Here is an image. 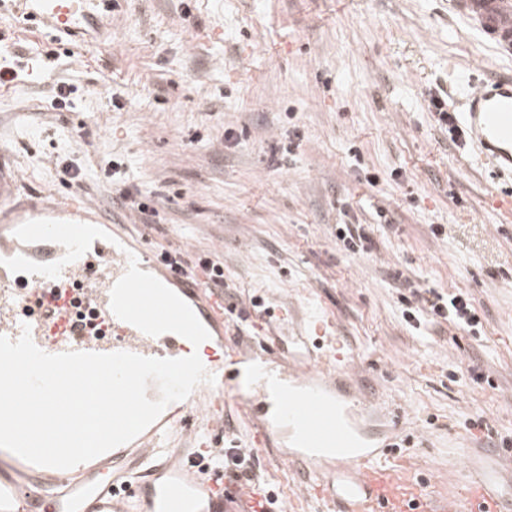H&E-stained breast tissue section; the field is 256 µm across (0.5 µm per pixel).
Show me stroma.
<instances>
[{
	"label": "stroma",
	"mask_w": 512,
	"mask_h": 512,
	"mask_svg": "<svg viewBox=\"0 0 512 512\" xmlns=\"http://www.w3.org/2000/svg\"><path fill=\"white\" fill-rule=\"evenodd\" d=\"M21 11L0 0V48L19 73L0 89V165L22 181L15 209L37 192L109 221L117 190L149 195L155 223L127 217L129 234L224 265L237 310L225 351L253 343L255 296L296 328L313 314L334 322L378 393L420 428L409 454L426 491L443 492L463 448L512 436V208L430 107L462 79L512 74V58L448 0H112L93 42ZM61 80L78 92L60 111L50 100ZM358 223L372 225L376 253L331 242L330 225ZM398 269L471 295L486 317L480 338L407 326ZM477 365L489 382L470 381ZM249 388L224 390L227 434L254 450L283 512H316L304 471L257 444L238 412ZM477 415L483 428L467 430Z\"/></svg>",
	"instance_id": "35a3bbf8"
}]
</instances>
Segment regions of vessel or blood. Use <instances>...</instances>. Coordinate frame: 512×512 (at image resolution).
<instances>
[{"instance_id":"b4317fda","label":"vessel or blood","mask_w":512,"mask_h":512,"mask_svg":"<svg viewBox=\"0 0 512 512\" xmlns=\"http://www.w3.org/2000/svg\"><path fill=\"white\" fill-rule=\"evenodd\" d=\"M500 55L512 57V0H449ZM26 12L55 31L90 25L108 9V0H25ZM462 125L491 176L508 184L512 207V75L473 82L463 92ZM97 213L64 200L30 211L25 232L26 271L0 265V336L17 340L30 330L35 345L50 354L66 351H130L146 357L181 358L185 338L147 335L117 318L110 307L113 285L128 268V256L112 238L89 228ZM140 270L160 269L165 281L194 310L210 334L202 362L214 375L216 395L203 408L193 399L168 405L131 442L68 470L41 467L0 449V512H268L248 488L224 495V470L203 468L205 446L224 412L220 393L226 374L256 373L267 356L281 364L284 383L276 402L254 386L238 402L257 437L270 443L287 434L288 459L309 471L307 495L320 512H512V495L500 492L512 475V448H468L466 469L449 468L448 490L422 492L419 477L401 459L406 439L399 407L368 399L354 354L342 351L332 323L316 318L311 333L273 337L259 354L225 353L224 295L187 279L161 255L143 252ZM81 282L80 297L112 328V336L90 335L84 324L51 299L56 288Z\"/></svg>"}]
</instances>
